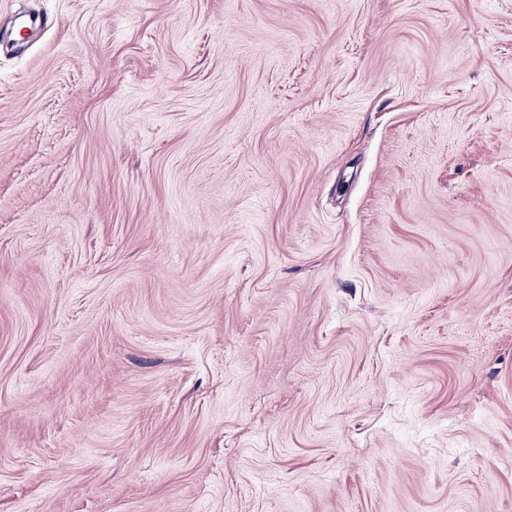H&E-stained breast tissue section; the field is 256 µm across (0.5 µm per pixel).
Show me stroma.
I'll use <instances>...</instances> for the list:
<instances>
[{
    "label": "stroma",
    "mask_w": 512,
    "mask_h": 512,
    "mask_svg": "<svg viewBox=\"0 0 512 512\" xmlns=\"http://www.w3.org/2000/svg\"><path fill=\"white\" fill-rule=\"evenodd\" d=\"M0 512H512V0H0Z\"/></svg>",
    "instance_id": "1"
}]
</instances>
